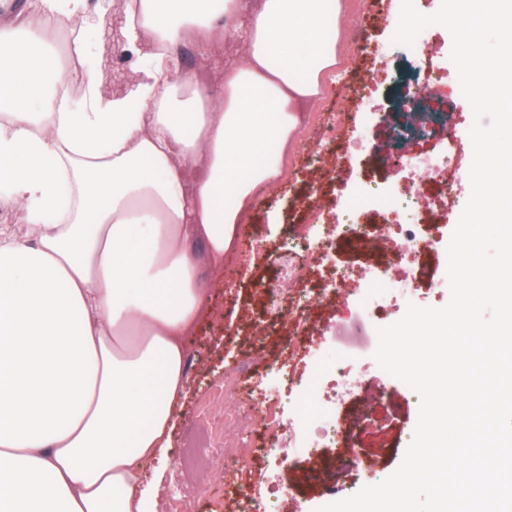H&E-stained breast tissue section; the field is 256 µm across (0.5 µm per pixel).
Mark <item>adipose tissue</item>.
<instances>
[{"mask_svg":"<svg viewBox=\"0 0 512 512\" xmlns=\"http://www.w3.org/2000/svg\"><path fill=\"white\" fill-rule=\"evenodd\" d=\"M38 2L42 25L0 52V197L26 222L0 225V512H145L143 469L210 312L199 266L223 265L278 178L273 151L337 63L323 27L340 4L257 0L239 62L201 83L174 49L209 56L240 0ZM114 9L138 77L115 95L91 68L80 100L59 101L47 24L100 29Z\"/></svg>","mask_w":512,"mask_h":512,"instance_id":"adipose-tissue-1","label":"adipose tissue"}]
</instances>
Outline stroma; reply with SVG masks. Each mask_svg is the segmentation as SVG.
I'll list each match as a JSON object with an SVG mask.
<instances>
[{"label":"stroma","mask_w":512,"mask_h":512,"mask_svg":"<svg viewBox=\"0 0 512 512\" xmlns=\"http://www.w3.org/2000/svg\"><path fill=\"white\" fill-rule=\"evenodd\" d=\"M336 53L338 64L325 73L327 90L303 107V122L280 156L281 175L277 182L260 192L245 213L248 231L242 243L224 256L220 268L202 264L198 279L209 296L211 314L186 342L187 386L173 417L170 445L161 462L145 466L143 479L156 490L154 512H170L174 498L183 497L186 512H224V482L234 474L224 473L221 448L205 453L194 447L206 427L224 429V378L240 373L239 398L257 403L269 389L272 368L290 373L295 379L313 381L315 400H325L335 386L329 369L340 355L361 359V347H376V329L402 318L401 310L390 307L361 319L359 297L331 289L330 272L340 269L356 279H367L370 266L388 260L389 252H363L353 243L334 241L329 247L326 268L310 269L305 279L291 283L286 278L289 264H301V257L287 243L301 225L320 227L343 223L344 209L357 193L375 189L404 196L407 178L382 160L390 138L391 102L396 94L394 77L408 62H415L419 75L450 65L452 38L439 25L428 27L426 38L431 50L416 60L413 49L396 46L391 37L396 29L401 0H341ZM357 24L361 42L349 39L347 29ZM239 44L226 40L218 52L202 58L196 46L187 42L175 50L178 65L190 74L207 71L238 57ZM139 59L122 40H113L108 53L97 63L102 80L114 93H122L136 75ZM370 109H363V102ZM431 108L451 107L455 121L447 130L432 134L413 146L414 153L440 154L454 147L471 153L469 129L472 110L460 94L429 99ZM343 114L345 137L357 134L362 147L345 150L342 141H327L322 126L335 114ZM471 187L463 185L462 201ZM461 203L435 202L421 230L429 242L421 254L403 256L402 264L415 268L417 294L421 305L440 308L450 299L447 279V245L463 210ZM261 246L268 256L260 264H248L244 256L250 245ZM321 291L315 309L289 307L283 297L287 288ZM291 309V320L280 312ZM314 321L305 341L320 356L324 369H316L304 352L288 353L283 339L292 335L297 324ZM385 425L381 433L360 440L362 456L377 460L376 479L384 481L401 463L417 422L419 397L407 385L392 381L375 405ZM256 469L272 474L289 487L288 512H315L331 503L316 483L294 484L297 471H317L316 460L301 457L288 464L258 455Z\"/></svg>","instance_id":"35a3bbf8"}]
</instances>
